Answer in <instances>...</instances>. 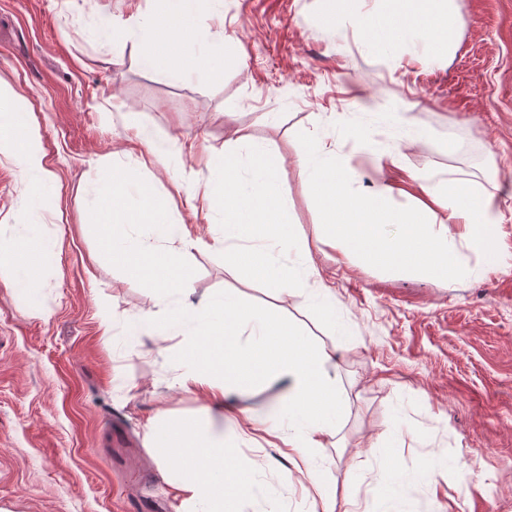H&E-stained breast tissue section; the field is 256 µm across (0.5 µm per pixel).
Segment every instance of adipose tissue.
Wrapping results in <instances>:
<instances>
[{
	"mask_svg": "<svg viewBox=\"0 0 512 512\" xmlns=\"http://www.w3.org/2000/svg\"><path fill=\"white\" fill-rule=\"evenodd\" d=\"M167 7L141 30L113 27L114 37L134 40L142 64L167 68L176 77L186 74L216 76L223 69V46L200 30L197 20L206 0H165ZM325 26L334 31L357 32L366 46L394 67L406 54L419 49L420 62H432L452 53L459 19L452 0H380L381 7L356 15V0H327ZM27 102L11 87L0 84V156L12 160L21 179L32 189L29 211L44 205L41 193L50 180L39 136L25 129ZM301 179L320 213L321 238L334 249L355 252L371 264L441 281L459 276L456 239L452 224L475 231L478 243L493 239L501 215L493 197H476L461 184L442 190L419 184L414 207H397L388 183L363 192L349 167L323 138H311L300 152ZM214 173L205 191L186 184L188 198L204 197L209 213L220 215L225 241L233 245L237 265L264 281L276 294L307 290L318 304L327 291L308 288L314 269L307 259L286 265L279 255L298 248L287 206L278 201L280 155L265 140L244 130H229L223 152L213 161ZM97 197L108 213L102 225L103 254L122 259L130 271L148 283L165 306L163 319L142 318L135 334L177 336L186 358L175 384L206 389L200 416L187 426L155 414L149 434L157 460L175 475L173 488L186 512H224L226 502L248 495L252 483L240 464L229 463L227 448L233 441L224 433L223 420L211 407H223L226 388L245 389L258 383H276L282 390L278 403L288 423L282 441L284 455L299 478L313 492L312 512H335L336 498L323 480V466L314 448L322 437L335 434L344 419L336 392V378L326 365L332 352L315 350L289 323L259 318L237 296L214 294L196 305L188 304L189 274L160 250L147 249L130 239L128 225L141 221L157 226L161 237L182 241L184 248H199L185 239L180 224L169 219L149 188L130 172L111 173L97 183ZM402 226L395 238L384 228ZM10 278L16 291L32 296L39 272L52 265L56 254L39 223L20 225L10 243Z\"/></svg>",
	"mask_w": 512,
	"mask_h": 512,
	"instance_id": "1",
	"label": "adipose tissue"
}]
</instances>
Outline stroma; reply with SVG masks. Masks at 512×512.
Here are the masks:
<instances>
[{"instance_id": "35a3bbf8", "label": "stroma", "mask_w": 512, "mask_h": 512, "mask_svg": "<svg viewBox=\"0 0 512 512\" xmlns=\"http://www.w3.org/2000/svg\"><path fill=\"white\" fill-rule=\"evenodd\" d=\"M325 7L218 0L199 23L231 61L214 79L177 82L143 67L137 47L113 40L101 23L141 27L160 0H0V79L27 98L51 173L45 206L33 213L17 167L0 163V241L31 220L57 244L37 302L0 276V512H182L148 421L160 410L176 422L192 419L203 391L174 385L183 371L178 337L159 342L131 331L144 315H162L156 292L100 257L93 189L110 168L135 171L185 234L204 241L183 252L155 225L129 229L188 268L191 303L223 290L335 351L328 369L346 417L316 459L338 512L349 498L358 512H383L384 445L411 476L402 489L410 512H512V0H457L455 55L398 70L356 35L328 32ZM395 106L424 131L420 142L399 145L382 121ZM230 127L272 142L283 157L282 200L294 233L348 334L306 293L275 294L236 267L220 245L223 224L204 205L189 207L183 184L209 182V155L223 149ZM143 129L177 138L166 163L139 141ZM313 133L349 160L365 191L383 181L402 187L413 174L435 190L461 183L494 196L503 220L493 250L473 247L456 229L466 272L447 282L328 247L297 166ZM396 145L402 158L393 168L381 155ZM104 296L112 305L106 331ZM279 398L274 384L224 397V431L242 436L230 454L253 483L230 512L312 510L278 451ZM252 413L262 425L249 421Z\"/></svg>"}]
</instances>
